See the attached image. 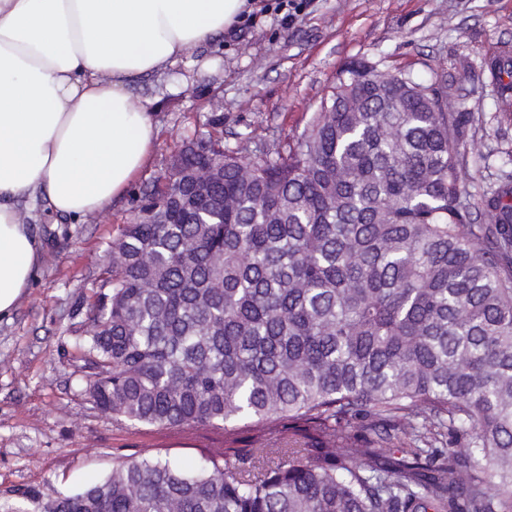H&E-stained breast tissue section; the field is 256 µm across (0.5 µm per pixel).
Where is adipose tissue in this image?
Returning <instances> with one entry per match:
<instances>
[{"label":"adipose tissue","mask_w":512,"mask_h":512,"mask_svg":"<svg viewBox=\"0 0 512 512\" xmlns=\"http://www.w3.org/2000/svg\"><path fill=\"white\" fill-rule=\"evenodd\" d=\"M247 0H0V319L43 263L22 215L102 214L157 137L137 76L234 28Z\"/></svg>","instance_id":"obj_1"}]
</instances>
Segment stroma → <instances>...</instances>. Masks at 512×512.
<instances>
[{
	"mask_svg": "<svg viewBox=\"0 0 512 512\" xmlns=\"http://www.w3.org/2000/svg\"><path fill=\"white\" fill-rule=\"evenodd\" d=\"M252 0L242 22L158 74L138 78L158 128L127 194L94 221H35L47 260L14 313L0 320V499H51L94 483L120 459L160 453L176 464L224 447L209 429L133 426L103 413L85 388L78 350L106 277V254L141 196L166 173L188 133L283 147L303 132L351 62L405 72L456 97L466 119L471 203L512 170V111L497 106L487 61L512 52V0H307L292 20ZM207 57L210 70L196 61Z\"/></svg>",
	"mask_w": 512,
	"mask_h": 512,
	"instance_id": "35a3bbf8",
	"label": "stroma"
}]
</instances>
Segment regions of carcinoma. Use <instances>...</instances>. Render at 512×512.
<instances>
[{
	"label": "carcinoma",
	"instance_id": "carcinoma-1",
	"mask_svg": "<svg viewBox=\"0 0 512 512\" xmlns=\"http://www.w3.org/2000/svg\"><path fill=\"white\" fill-rule=\"evenodd\" d=\"M196 138L224 222L145 191L80 351L101 411L228 448L0 512H512V171L474 220L459 102L353 62L285 154Z\"/></svg>",
	"mask_w": 512,
	"mask_h": 512
}]
</instances>
